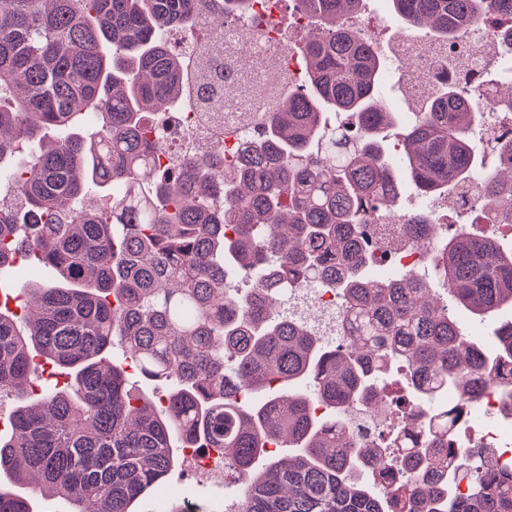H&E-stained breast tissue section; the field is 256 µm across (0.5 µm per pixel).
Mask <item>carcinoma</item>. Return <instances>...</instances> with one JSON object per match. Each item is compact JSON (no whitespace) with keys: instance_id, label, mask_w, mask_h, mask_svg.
I'll list each match as a JSON object with an SVG mask.
<instances>
[{"instance_id":"1","label":"carcinoma","mask_w":512,"mask_h":512,"mask_svg":"<svg viewBox=\"0 0 512 512\" xmlns=\"http://www.w3.org/2000/svg\"><path fill=\"white\" fill-rule=\"evenodd\" d=\"M205 0H0V271L19 251L55 278L0 307V395L17 400L0 434V512H32L33 477L63 512H136L175 469L179 448L215 449L242 483L235 512H512V472L457 448L453 407L408 413L390 453L357 438L360 409L383 414L379 381L396 363L413 395L452 388L477 397L482 374L512 378V322L492 352L469 342L453 313L512 306V252L458 227L434 243L427 212L405 216L406 237L439 270L444 297L412 269L371 278L370 225L404 185L383 132L394 124L379 90L386 61L355 21L362 0H294L322 35L305 50V83L283 85L262 129L228 155L161 167L152 133L189 107L185 57L165 37L193 36ZM407 32L438 47L481 28L512 55V0H389ZM253 0H211V21ZM213 43L197 45L205 79ZM453 68L422 101L398 146L424 197L467 191L474 174L512 200V139L477 163L476 123L512 113V69L485 81L478 103ZM349 113L356 134L331 120ZM236 271L253 287L228 282ZM329 288L343 303L340 340L323 346L279 313L286 293ZM123 361L109 360L113 345ZM62 389L30 390L44 366ZM165 381L162 400L128 385L126 367ZM307 384L304 392L300 385ZM286 443L292 453L269 450ZM407 480L379 494L364 474L387 455ZM472 490L451 492L454 467Z\"/></svg>"}]
</instances>
